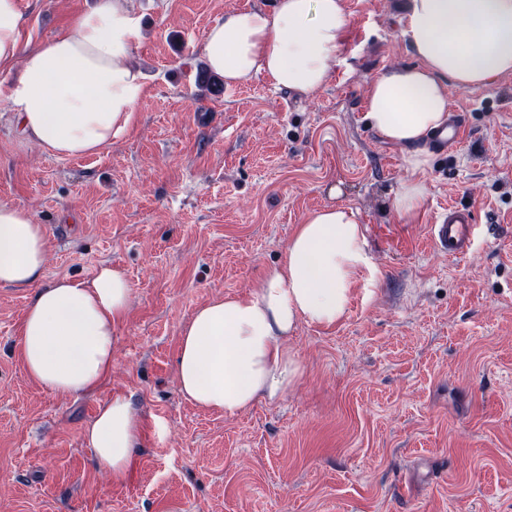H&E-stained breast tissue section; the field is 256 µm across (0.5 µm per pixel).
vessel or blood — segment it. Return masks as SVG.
Returning a JSON list of instances; mask_svg holds the SVG:
<instances>
[{"label":"vessel or blood","mask_w":512,"mask_h":512,"mask_svg":"<svg viewBox=\"0 0 512 512\" xmlns=\"http://www.w3.org/2000/svg\"><path fill=\"white\" fill-rule=\"evenodd\" d=\"M463 127L457 114H450L446 130L433 139L435 148L448 151L462 141ZM482 228L475 224L469 208L456 204L441 208L434 224L429 227V237L434 247L451 258H463L471 253L476 241L482 236Z\"/></svg>","instance_id":"obj_1"}]
</instances>
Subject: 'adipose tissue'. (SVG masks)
<instances>
[{
    "instance_id": "adipose-tissue-1",
    "label": "adipose tissue",
    "mask_w": 512,
    "mask_h": 512,
    "mask_svg": "<svg viewBox=\"0 0 512 512\" xmlns=\"http://www.w3.org/2000/svg\"><path fill=\"white\" fill-rule=\"evenodd\" d=\"M18 0H0V86L27 139L60 157L98 152L132 126L145 91L130 61L142 38L131 0H97L55 39L28 49ZM348 30L344 0H274L231 10L204 32L201 53L225 84L262 75L307 99L325 88ZM417 63L375 78L364 119L403 149L412 179L392 207L405 219L422 210L427 190L416 172L431 162L427 139L448 121V89L488 86L512 76V0H408L402 30ZM47 237L22 207L0 203V285L27 288L19 352L29 379L63 395L90 390L111 372L114 326L126 313L125 273L100 268L88 280H46ZM356 211L326 206L306 217L282 262L256 293L199 306L181 332L174 363L181 395L197 408L234 414L276 399L298 381L285 341L300 324L331 326L347 314L353 278L367 266ZM125 397H111L85 433L97 465L123 479L140 436Z\"/></svg>"
}]
</instances>
